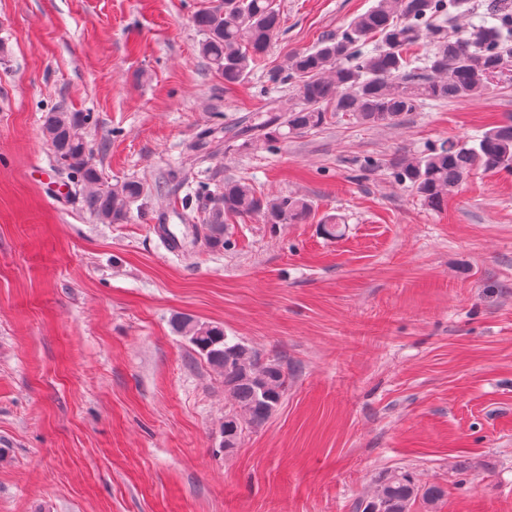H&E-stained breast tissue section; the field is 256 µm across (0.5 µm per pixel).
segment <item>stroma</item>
Here are the masks:
<instances>
[{"instance_id": "obj_1", "label": "stroma", "mask_w": 512, "mask_h": 512, "mask_svg": "<svg viewBox=\"0 0 512 512\" xmlns=\"http://www.w3.org/2000/svg\"><path fill=\"white\" fill-rule=\"evenodd\" d=\"M212 2L0 0V512H359L394 470L448 491L411 512H512V173L436 210L392 177L503 121L512 86L254 151L241 120L296 98L271 68L375 0H277L279 35L231 90L191 20ZM58 109L93 114L105 180L143 184L127 223H99L58 171ZM238 179L305 197L309 218L236 219L209 250L204 203L181 201ZM180 313L288 365L281 406L233 450L224 378Z\"/></svg>"}]
</instances>
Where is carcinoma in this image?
Returning <instances> with one entry per match:
<instances>
[{"mask_svg": "<svg viewBox=\"0 0 512 512\" xmlns=\"http://www.w3.org/2000/svg\"><path fill=\"white\" fill-rule=\"evenodd\" d=\"M465 0H376L336 35L309 51L286 57L273 81H292L297 102L277 101L237 136L255 149L317 131L331 112L389 125L425 101L471 98L507 80L512 71V4L490 0L479 22L464 37H453L443 23ZM192 22L204 39L199 52L224 77L227 88L241 84L262 62L281 26L277 0H218L197 11ZM429 46L426 74L418 75L412 49ZM88 112L47 113L43 136L56 160L78 188L86 208L103 224H123L143 193L138 181L108 184L90 162L84 129ZM512 172V116L490 127L468 145L443 142L427 153L393 165V178L432 208H440L475 170ZM311 204L288 195H265L242 180H230L204 212L202 240L220 251L230 246L227 221L259 215L267 224H296ZM173 329L224 376L233 412L224 416V449L238 447L243 425L260 426L278 409L288 376L278 360L264 361L252 348L232 342L224 329L177 315ZM445 496L439 485L421 486L408 470L388 474L378 484L367 512H410L420 498L433 505Z\"/></svg>", "mask_w": 512, "mask_h": 512, "instance_id": "carcinoma-1", "label": "carcinoma"}]
</instances>
